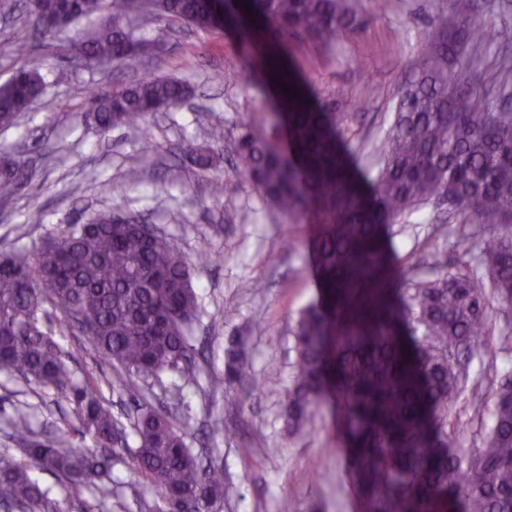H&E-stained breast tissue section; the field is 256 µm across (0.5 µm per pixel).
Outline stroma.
Masks as SVG:
<instances>
[{"label":"stroma","instance_id":"35a3bbf8","mask_svg":"<svg viewBox=\"0 0 512 512\" xmlns=\"http://www.w3.org/2000/svg\"><path fill=\"white\" fill-rule=\"evenodd\" d=\"M362 6L369 17L366 27L337 41L335 49L296 39L286 46L297 72L333 94L340 111L364 113L353 138L357 145L384 137L410 77V65L433 31L428 0H387L382 10L372 0H363ZM477 17L485 26L487 42L478 62L490 91L506 54L497 44V30L512 25V0L481 6ZM144 32L159 36L160 49L137 68L73 62L65 43L39 31L29 0H0V46L26 40L51 82L47 97L16 126L0 129V149L27 140L31 169L22 195L0 208V252L36 250L60 225L81 221L85 211L112 206L111 188L121 184L129 208L170 235L191 264L199 304L190 338L196 350L195 377L163 373L152 381L147 399L185 423L190 448L211 449L223 462L224 478L234 488L224 500L223 512H366L343 443L335 434L332 405H324L314 428L297 439L289 438L281 415L293 379L291 332L300 311L316 300L317 289L308 261L289 253L283 242L288 217L268 210L229 159L241 124L267 110L258 87L227 84L220 78L225 70L242 68L251 48L233 31H203L180 21L150 24ZM59 72L64 80H56ZM145 74L175 77L198 88L190 102L149 115L147 129L156 145L151 153L143 150L140 133L125 128L105 131L82 117L89 91L109 90ZM215 122L223 123L224 139L214 149L227 159L215 175L196 173L190 164L180 163L178 155L200 127ZM214 176L224 180L219 207L209 194ZM157 181L167 182V195H154ZM34 211L40 212L41 223H30ZM447 219V209L428 206L393 224L389 243L402 266L430 272L451 264L453 242L441 229ZM203 249L218 251L219 259L200 262ZM239 331L248 337L256 374L270 379L271 385L248 396L210 391L207 379L222 372L229 340ZM60 343L72 354L68 366L73 379L95 382L111 399L113 414L125 423L133 420L136 401L109 388L115 374L86 337L76 331L62 336ZM509 371L512 354L499 355L491 375L486 357L473 353L470 381L478 387L479 404L471 406L463 396L451 409L455 426L449 434L463 454L478 446L474 412L491 421L495 377ZM24 403L35 408V430L59 428L70 432L77 445L93 447L64 393L51 390L40 396L0 372V452L19 453L9 436L8 419ZM212 414L223 415V433L208 431L206 421ZM137 446L132 437L127 448L117 449L112 495L104 500L90 491L68 488L54 474L40 471L36 477L51 488L65 512H158L159 497L133 467ZM246 448L257 449V456L243 457ZM312 469L317 477L303 480V473Z\"/></svg>","mask_w":512,"mask_h":512}]
</instances>
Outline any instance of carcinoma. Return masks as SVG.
<instances>
[{"label":"carcinoma","instance_id":"carcinoma-1","mask_svg":"<svg viewBox=\"0 0 512 512\" xmlns=\"http://www.w3.org/2000/svg\"><path fill=\"white\" fill-rule=\"evenodd\" d=\"M32 2L48 34L107 9L108 22L78 34L71 53L126 66L158 49L159 41L135 35L150 18L224 29L226 12L244 15L248 6L253 42L273 33L326 49L366 21L358 0ZM451 2V28L441 3L432 5L434 33L404 86L374 180L352 146L358 113L337 111L285 53L257 51L245 71L224 72L227 83L258 81L273 103L234 141L239 174L267 207L317 224L309 249L319 299L297 321L293 385L282 416L295 436L317 419L323 402L337 404L336 436L355 463L367 512H512V375L497 382L493 420L478 448L464 456L448 438V406L469 380L462 353L488 346L492 335L497 352H512V325L496 328L490 312L493 300L512 305V71L503 75L497 102H489L482 72L464 66L466 55L484 45L475 0ZM282 84L299 97L283 93ZM46 88L35 62L0 83V127L15 125ZM193 95L184 81L146 75L93 95L85 119L103 130L138 131L151 152L147 115ZM222 140L224 125L210 124L184 155L202 171L215 169L210 144ZM28 151L21 140L0 157L1 204L28 184ZM438 203L448 204L441 228L455 239V260L432 277H410L386 245L389 224ZM142 221L117 204L51 233L34 253L0 254V371L67 392L83 433L97 444L82 448L62 430L38 435L31 407H16L8 425L23 458L0 455L5 509L61 512L34 469L62 475L76 491L107 496L114 448L128 444L97 388L73 381L56 335L87 334L94 350L120 367L119 388L134 398L162 372L193 376L189 331L198 301L189 265L165 232L145 236ZM50 308L62 314L56 327ZM269 384L255 373L240 336L229 342L223 373L208 380L212 391L249 393ZM132 428L134 468L157 491L159 512H221L230 490L224 466L202 468L172 414L140 404Z\"/></svg>","mask_w":512,"mask_h":512}]
</instances>
